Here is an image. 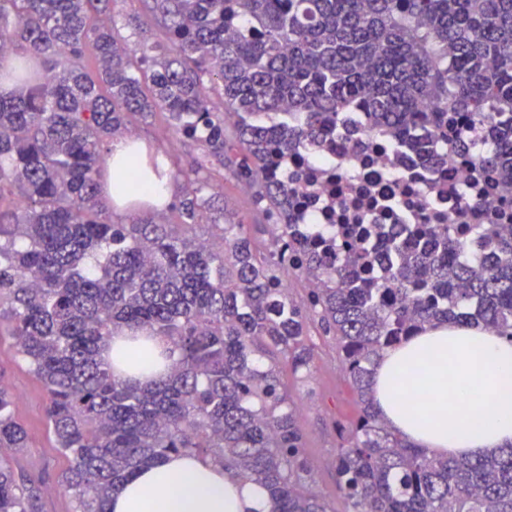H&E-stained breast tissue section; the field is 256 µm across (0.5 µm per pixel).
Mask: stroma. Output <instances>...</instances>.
Listing matches in <instances>:
<instances>
[{
  "label": "stroma",
  "instance_id": "obj_1",
  "mask_svg": "<svg viewBox=\"0 0 512 512\" xmlns=\"http://www.w3.org/2000/svg\"><path fill=\"white\" fill-rule=\"evenodd\" d=\"M140 10L139 0H112L109 13L119 40L132 49L146 39L167 38L166 32L151 22L138 27L130 25V17ZM126 134L152 151L170 154L183 169L190 168L203 154L198 142L175 136L165 114L159 112L148 118L131 117ZM206 176L210 193L226 201L231 221L243 225L260 252L269 253L272 239L262 225L263 218L250 192L220 163L209 164ZM308 333L314 346L309 371L293 373L287 359L280 355L274 363L282 383L298 405V423L311 468L310 489L328 501L331 512H349L350 505L336 486L334 460L343 428L359 414V402L345 380L335 337L323 335L314 317L308 321ZM0 381L15 393L16 413L30 438L28 448L14 454L15 466L43 480L44 512H76L75 499L58 483L67 460L53 448L48 437L44 417L46 394L17 354L12 340L7 338L0 340Z\"/></svg>",
  "mask_w": 512,
  "mask_h": 512
}]
</instances>
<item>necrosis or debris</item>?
I'll use <instances>...</instances> for the list:
<instances>
[{
  "label": "necrosis or debris",
  "instance_id": "1",
  "mask_svg": "<svg viewBox=\"0 0 512 512\" xmlns=\"http://www.w3.org/2000/svg\"><path fill=\"white\" fill-rule=\"evenodd\" d=\"M276 169L296 177V223L353 230L352 241L364 251L376 247L378 224H444L453 234L479 224L481 259L496 251L503 225L512 224V188L453 150L441 169L415 163L407 144L369 131L366 113L355 109L341 114L333 142L299 145Z\"/></svg>",
  "mask_w": 512,
  "mask_h": 512
}]
</instances>
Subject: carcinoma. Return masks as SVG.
<instances>
[{"label":"carcinoma","mask_w":512,"mask_h":512,"mask_svg":"<svg viewBox=\"0 0 512 512\" xmlns=\"http://www.w3.org/2000/svg\"><path fill=\"white\" fill-rule=\"evenodd\" d=\"M109 2L0 0V56L24 50L0 70L22 86L0 94V341L13 340L45 390L52 447L69 461L59 483L79 512H106L139 469L171 453L260 485L272 512H330L307 488L292 395L252 359L279 354L295 373L308 367L314 315L336 337L360 403L334 464L350 512H512V446L430 456L386 425L372 388L384 352L428 326L512 338V225L485 264L446 224L383 232L384 253L338 264L336 230L292 223L293 177L272 173L297 143L327 142L356 105L436 167L448 160L433 147L448 113L466 114L456 149L512 186V119L498 112L512 104V0H142L168 43L141 42L135 61L112 32ZM88 42L94 77L82 61ZM206 80L222 86L224 113ZM157 109L204 150L186 178L181 223L149 212L114 223L102 195L109 143ZM271 112L302 121L259 120ZM213 160L280 226L268 255L205 194ZM202 222L219 243L191 235ZM284 267L322 287L295 302ZM120 328L171 343L151 385L119 377L102 357ZM15 404L0 387V512H43L42 483L12 463L29 442Z\"/></svg>","instance_id":"carcinoma-1"}]
</instances>
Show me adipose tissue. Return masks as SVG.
<instances>
[{
  "mask_svg": "<svg viewBox=\"0 0 512 512\" xmlns=\"http://www.w3.org/2000/svg\"><path fill=\"white\" fill-rule=\"evenodd\" d=\"M131 138L115 141L102 190H119ZM419 372L408 381L407 366ZM385 421L409 442L440 455L479 457L512 445V339L455 323L429 328L388 350L373 378ZM266 491L195 455L172 454L140 469L107 503V512H271Z\"/></svg>",
  "mask_w": 512,
  "mask_h": 512,
  "instance_id": "obj_1",
  "label": "adipose tissue"
}]
</instances>
